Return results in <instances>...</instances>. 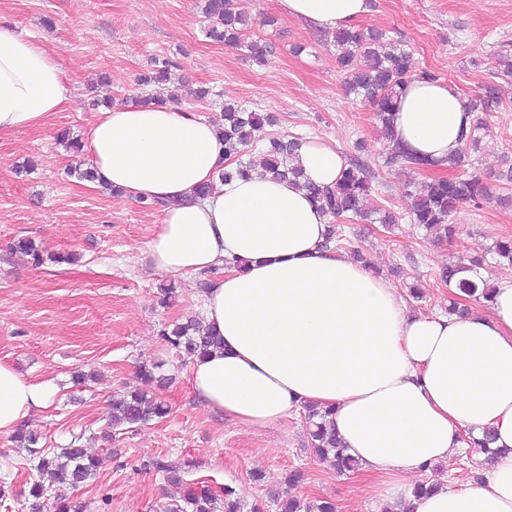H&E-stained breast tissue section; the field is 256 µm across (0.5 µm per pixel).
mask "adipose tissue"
<instances>
[{
  "label": "adipose tissue",
  "instance_id": "adipose-tissue-1",
  "mask_svg": "<svg viewBox=\"0 0 512 512\" xmlns=\"http://www.w3.org/2000/svg\"><path fill=\"white\" fill-rule=\"evenodd\" d=\"M282 13L325 30L347 28L369 0H278ZM70 97L50 49L0 23V137L43 125ZM470 116L441 81L399 96L394 135L424 166L444 168ZM86 149L98 189L163 202L148 244L154 267L211 275L205 320L223 344L192 360L189 384L212 412L253 430L311 402L374 488L373 512H512V279L495 282L489 314L421 316L397 289L326 248L327 216L306 190L258 173L222 180L224 145L198 113L128 102L102 112ZM307 180L333 185L344 159L311 137L296 157ZM55 394L0 362V433ZM494 434L500 455L479 482L440 479L464 434Z\"/></svg>",
  "mask_w": 512,
  "mask_h": 512
}]
</instances>
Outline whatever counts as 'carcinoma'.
<instances>
[{
    "label": "carcinoma",
    "mask_w": 512,
    "mask_h": 512,
    "mask_svg": "<svg viewBox=\"0 0 512 512\" xmlns=\"http://www.w3.org/2000/svg\"><path fill=\"white\" fill-rule=\"evenodd\" d=\"M203 13L210 21L206 31L208 38L228 46L241 44L251 18L235 6V0H204ZM337 62L345 74L349 92L365 96L376 104V119L390 147L389 163L415 164V159L394 145L393 107L395 100L407 84L415 78L436 79L432 73L413 71L411 56L399 43L384 42L378 31L340 29L335 32ZM276 122L268 112L249 111L234 101L224 102L222 118L217 121V132L224 143V157L234 167L224 171V179L243 176L254 170V166L243 160L246 149L262 144L263 174L273 178H288L295 182L304 179L301 168L293 164L303 138L300 136L270 135L265 139L256 137V132ZM484 119L476 117L463 144L448 159L452 169L464 162L466 155L478 149ZM312 198L322 211L338 222L348 218L374 219L380 224H394L398 217L388 209L371 204V186L364 168L359 164L344 166L336 183L325 189L309 187ZM486 194L479 178L460 179L433 177L407 190L411 198L410 214L414 223L425 230V236L436 240H450L456 234V225L451 223L460 204L478 202ZM482 261L466 260L462 257L442 268L439 279L448 286V313L463 314L468 311L462 300L490 299L494 287L478 272ZM163 339L178 353L188 359L201 357L222 344L221 336L215 334L205 319L194 317L162 333ZM304 420L313 452L322 459L330 458L336 473L345 475L358 470L359 463L345 453V448L336 435L327 432L323 424L324 414L313 404L302 406ZM169 413L161 401L139 389L127 390L113 396L111 400V425L114 427L146 424ZM19 447L29 454L30 466L36 470L38 479L33 481L29 495L33 499L30 512H43L46 506L48 487L44 481L55 486L76 487L97 476L101 460L87 449L70 444L57 452H47L37 447L39 436L20 429L15 435ZM157 472L166 476L168 482L179 485V472L166 461L157 458L148 463ZM278 512H336V504L329 499L302 500L288 492L270 496ZM182 505L167 509V512H243L244 505L235 497L233 488L226 486L216 493L203 482L185 485L181 496Z\"/></svg>",
    "instance_id": "cac0c4a2"
}]
</instances>
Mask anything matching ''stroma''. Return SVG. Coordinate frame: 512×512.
I'll use <instances>...</instances> for the list:
<instances>
[{
    "label": "stroma",
    "mask_w": 512,
    "mask_h": 512,
    "mask_svg": "<svg viewBox=\"0 0 512 512\" xmlns=\"http://www.w3.org/2000/svg\"><path fill=\"white\" fill-rule=\"evenodd\" d=\"M252 19L244 41L266 46L263 60L246 49L207 38L202 0H0V17L54 50L70 94L68 107L45 125L0 139V361L57 391L24 422L43 448L79 441L102 457L94 482L51 493L84 512H163L180 499L181 485L148 468L161 458L183 483L232 487L245 504L281 489L289 472L294 495L333 499L337 512H372L374 492L358 474L342 476L309 446L303 418L255 433L210 412L188 383L189 365L162 338L169 324L202 314V277H173L152 266L147 244L160 223L158 209L89 187L76 173L88 157L57 137H83L98 119L95 99L147 94L140 82L156 63L169 64L182 108L220 117L225 100L277 122L272 134H303L336 146L345 162L363 163L372 202L399 213L392 228L359 219L340 230L344 251L362 249L415 314L448 305L440 281L444 264L465 254L484 258V277L512 275L497 262L495 241L512 237V0H373L359 29L383 32L410 52L413 67L434 73L464 102L485 101L487 128L478 152L456 168L478 176L487 190L479 203L459 206L453 241L427 239L412 224L408 182L434 177L425 168L391 165L374 119V103L347 94L333 33L285 16L277 0H235ZM208 88L205 99L195 96ZM29 238L46 254L42 264L13 249ZM72 263H57V254ZM421 285L422 299L409 297ZM173 286L170 305L160 289ZM163 362L168 384L142 385L141 366ZM145 386L170 409L167 417L131 429L112 428L113 395ZM262 474L255 482L254 474ZM36 473L12 435L0 434V512H28Z\"/></svg>",
    "instance_id": "35a3bbf8"
}]
</instances>
